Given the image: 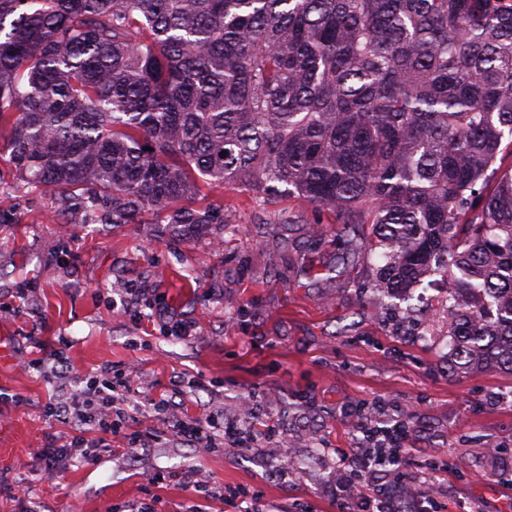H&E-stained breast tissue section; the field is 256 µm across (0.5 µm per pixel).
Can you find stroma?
I'll return each instance as SVG.
<instances>
[{
    "instance_id": "35a3bbf8",
    "label": "stroma",
    "mask_w": 512,
    "mask_h": 512,
    "mask_svg": "<svg viewBox=\"0 0 512 512\" xmlns=\"http://www.w3.org/2000/svg\"><path fill=\"white\" fill-rule=\"evenodd\" d=\"M206 201L224 221L191 242L158 224H66L0 160V333L16 352L0 367V512H239L193 497L187 471L256 487L266 512H337L339 452L366 418L405 424L409 470L439 486L438 512H512V375L449 373L444 290L423 284L410 317L392 319L370 289L368 225L320 234L329 215L301 198L234 185ZM57 353L84 379L107 365L132 375L139 428L158 423L148 399L174 390L189 416L277 427L245 453L116 437L95 463L45 475L36 450L70 432L45 412Z\"/></svg>"
}]
</instances>
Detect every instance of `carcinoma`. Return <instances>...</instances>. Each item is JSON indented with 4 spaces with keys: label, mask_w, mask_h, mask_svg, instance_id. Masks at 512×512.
I'll return each mask as SVG.
<instances>
[{
    "label": "carcinoma",
    "mask_w": 512,
    "mask_h": 512,
    "mask_svg": "<svg viewBox=\"0 0 512 512\" xmlns=\"http://www.w3.org/2000/svg\"><path fill=\"white\" fill-rule=\"evenodd\" d=\"M512 0H0V158L61 217L186 241L203 190L368 224L444 282L448 371L512 373Z\"/></svg>",
    "instance_id": "carcinoma-1"
}]
</instances>
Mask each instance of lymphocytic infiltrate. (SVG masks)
Listing matches in <instances>:
<instances>
[{
  "instance_id": "f902f5d3",
  "label": "lymphocytic infiltrate",
  "mask_w": 512,
  "mask_h": 512,
  "mask_svg": "<svg viewBox=\"0 0 512 512\" xmlns=\"http://www.w3.org/2000/svg\"><path fill=\"white\" fill-rule=\"evenodd\" d=\"M135 388L131 377L118 380H75L65 397L48 402L46 412L64 419L72 430L62 444L40 449L38 456L44 474L51 475L65 461L78 455L87 461L98 458L96 433L126 434L131 444L145 448L168 436L197 448L221 444L240 448L245 439H258V431L241 432L225 422L216 412L205 419L170 421L174 398L158 397L148 403L160 425L149 431H128L126 405ZM366 447L344 465L336 480L334 495L338 512H427L434 499L429 484L419 483L416 475L405 468L410 454L406 446L407 432L400 427H367L363 430Z\"/></svg>"
}]
</instances>
